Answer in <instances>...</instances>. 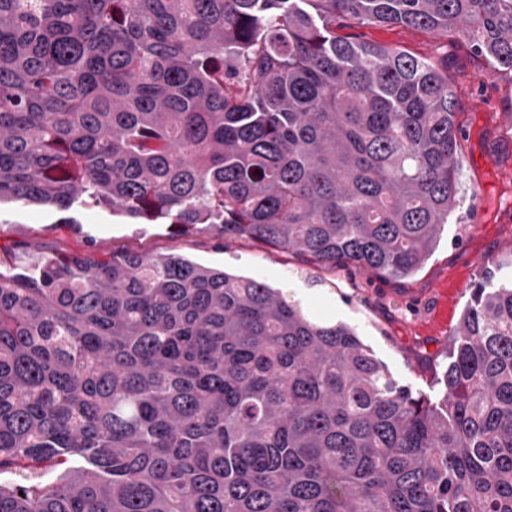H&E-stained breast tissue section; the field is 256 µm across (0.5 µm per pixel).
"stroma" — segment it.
Here are the masks:
<instances>
[{"label":"stroma","mask_w":512,"mask_h":512,"mask_svg":"<svg viewBox=\"0 0 512 512\" xmlns=\"http://www.w3.org/2000/svg\"><path fill=\"white\" fill-rule=\"evenodd\" d=\"M448 66L456 82L459 150L467 190L432 255L411 277L389 280L352 267H320L303 256L242 239L216 243L198 229L173 234L165 224H135L103 208L0 206V248L37 242L62 254L90 248L176 253L281 289L311 316L345 323L402 385L439 399L438 377L471 293L487 271L511 281L512 71L465 46L411 27L341 28Z\"/></svg>","instance_id":"35a3bbf8"}]
</instances>
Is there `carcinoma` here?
I'll use <instances>...</instances> for the list:
<instances>
[{
	"mask_svg": "<svg viewBox=\"0 0 512 512\" xmlns=\"http://www.w3.org/2000/svg\"><path fill=\"white\" fill-rule=\"evenodd\" d=\"M354 26L512 70V0H0V204L412 276L464 197L456 88ZM0 266V512H512V282L473 288L434 401L178 254Z\"/></svg>",
	"mask_w": 512,
	"mask_h": 512,
	"instance_id": "cac0c4a2",
	"label": "carcinoma"
}]
</instances>
